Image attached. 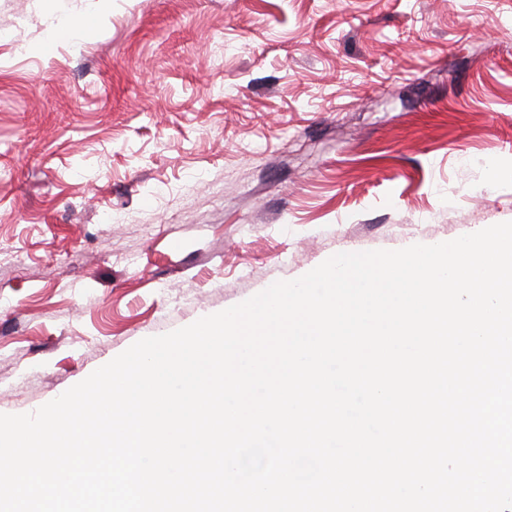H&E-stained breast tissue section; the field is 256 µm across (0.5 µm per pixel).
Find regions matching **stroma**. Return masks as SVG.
<instances>
[{"instance_id":"35a3bbf8","label":"stroma","mask_w":512,"mask_h":512,"mask_svg":"<svg viewBox=\"0 0 512 512\" xmlns=\"http://www.w3.org/2000/svg\"><path fill=\"white\" fill-rule=\"evenodd\" d=\"M79 41L36 53L48 17ZM512 221V0H0V413L344 252Z\"/></svg>"}]
</instances>
